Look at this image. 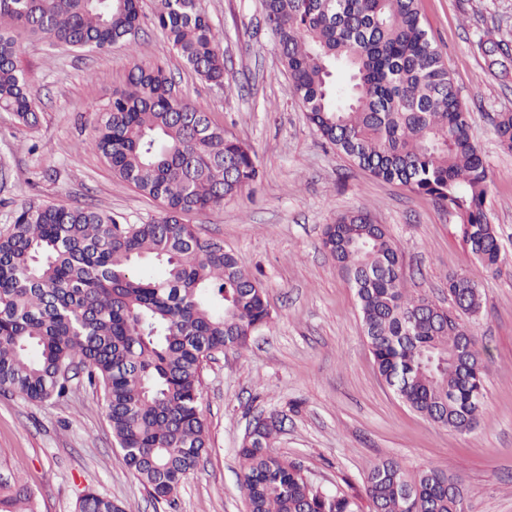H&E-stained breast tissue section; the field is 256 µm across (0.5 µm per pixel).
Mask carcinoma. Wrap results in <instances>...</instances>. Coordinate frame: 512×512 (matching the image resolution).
<instances>
[{
    "label": "carcinoma",
    "instance_id": "1",
    "mask_svg": "<svg viewBox=\"0 0 512 512\" xmlns=\"http://www.w3.org/2000/svg\"><path fill=\"white\" fill-rule=\"evenodd\" d=\"M295 99L324 142L377 179L398 182L452 216L476 260L496 269L499 235L486 211L489 172L419 0H262ZM140 0H0V109L37 123L24 40L79 52L135 43ZM153 24L201 80L224 84L220 34L197 0H159ZM479 49L508 75L502 40ZM492 122L512 151V112ZM92 145L112 173L162 203L142 224L82 206L30 205L0 234V390L62 399L73 376L103 392L126 466L169 501L199 465L209 434L199 398L205 362L245 349L272 315L258 280L205 239L191 214L241 194L259 172L250 148L174 89L164 70L136 62L125 88L97 112ZM322 247L353 288L366 344L384 384L409 408L465 432L483 407L485 366L464 318L481 309L467 276H448L453 310L402 287L401 256L366 209L325 225ZM163 275L135 274L140 261ZM284 418L258 423L238 449L249 512H362L356 497L312 483L273 445ZM0 459V512H41ZM370 512H459L462 482L437 467L409 472L392 460L365 478ZM76 512H128L93 491Z\"/></svg>",
    "mask_w": 512,
    "mask_h": 512
}]
</instances>
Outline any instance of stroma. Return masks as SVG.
I'll list each match as a JSON object with an SVG mask.
<instances>
[{
	"instance_id": "1",
	"label": "stroma",
	"mask_w": 512,
	"mask_h": 512,
	"mask_svg": "<svg viewBox=\"0 0 512 512\" xmlns=\"http://www.w3.org/2000/svg\"><path fill=\"white\" fill-rule=\"evenodd\" d=\"M222 37L225 79L217 86L188 69L152 24L156 0H141L136 47L100 53L22 42L18 60L37 95L39 124L0 110V233L21 206L81 205L138 224L160 201L115 177L90 143L95 114L120 90L134 62L162 67L177 91L251 147L259 178L221 208L190 216L202 237L223 241L260 282L273 321L247 349L207 362L200 407L210 448L180 483L174 504L155 500L127 468L103 396L75 379L62 400L32 402L0 392V456L20 461L42 512H75L94 491L130 512H247L238 449L257 416L284 415L275 449L317 485L362 494L372 466L448 470L468 492L469 512H512V151L491 118L512 112V73H487L477 48L493 36L512 43V0H420L487 161L486 209L501 242L498 270L483 268L446 211L396 183L376 179L323 143L292 93L261 0H198ZM364 208L388 231L403 263V286L451 308L447 279L477 283L482 308L470 319L484 350L485 405L468 432L439 427L380 380L363 337L356 298L322 248L336 214Z\"/></svg>"
}]
</instances>
